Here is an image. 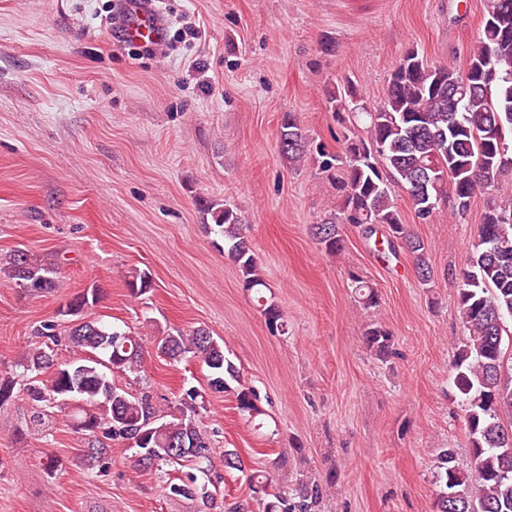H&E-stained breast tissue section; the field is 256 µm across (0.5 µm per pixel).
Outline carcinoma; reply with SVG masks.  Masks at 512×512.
Instances as JSON below:
<instances>
[{
	"label": "carcinoma",
	"mask_w": 512,
	"mask_h": 512,
	"mask_svg": "<svg viewBox=\"0 0 512 512\" xmlns=\"http://www.w3.org/2000/svg\"><path fill=\"white\" fill-rule=\"evenodd\" d=\"M330 104L342 128L336 143L343 146L346 164L339 165L341 156L325 145L315 147L319 170L336 188L338 217L311 225L313 238L336 255L344 249L340 225L355 224L370 236L373 225L381 224L387 228L388 250L411 253L418 279L431 284L436 270L424 242L403 222L396 193H406L418 222L428 224L439 213L440 201L453 198L456 213L463 215L478 191L495 186L512 170V0H486L466 71L430 64L413 48L390 74L377 106L364 105L352 91L332 95ZM351 118L363 121L365 135L351 130ZM279 148L296 164L310 155L307 137L291 113L282 116ZM203 207L243 287L254 292L269 332L285 333L283 311L263 295L269 285L237 208L213 202ZM0 278L28 292L52 293L61 287L58 265L26 249L0 257ZM350 280L362 304L377 306L378 292L371 284L354 274ZM459 280L456 303L463 337L453 355L451 379L462 402L470 467L459 466L455 449H439L433 512H512L511 196L487 203ZM126 286L138 298L152 288L151 274L136 271ZM99 298L100 290L92 287L59 310L62 317L80 320L69 332L79 357L60 363L53 349L38 348L21 359L23 390L36 407L30 424H41L49 409L68 411L75 431L89 440L90 464L108 452L97 440L101 431L129 441L143 471L187 466L191 471L169 484L168 494L206 512L214 500L209 485L216 470L199 419L203 395L193 386L182 390L175 412L165 416L149 393L135 395L118 387L114 375L142 368L146 340L97 319L82 320ZM155 342L159 353L173 361L190 356L205 365L210 389L233 393L239 412L251 419L263 414L255 391L244 384L209 330L168 332ZM361 342L380 359L397 355L393 334L381 326H367ZM223 468L243 473L246 465L237 450L226 449ZM246 478L263 501V512H322L323 485L314 478L304 476L293 488L273 485L263 470H252Z\"/></svg>",
	"instance_id": "1"
}]
</instances>
